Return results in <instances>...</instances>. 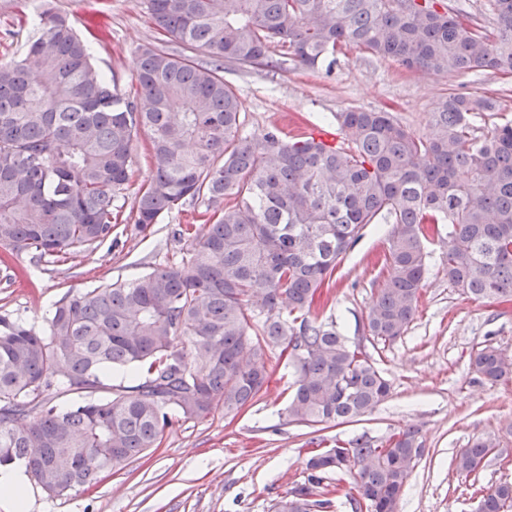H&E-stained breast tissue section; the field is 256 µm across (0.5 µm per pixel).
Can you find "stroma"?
<instances>
[{"label": "stroma", "instance_id": "stroma-1", "mask_svg": "<svg viewBox=\"0 0 512 512\" xmlns=\"http://www.w3.org/2000/svg\"><path fill=\"white\" fill-rule=\"evenodd\" d=\"M45 8L67 14L90 43L95 67L131 90L139 48L159 37L139 0H0V62L22 55L34 34L32 18ZM272 56L278 68L224 65L244 133H332L335 113L359 108L390 111L426 135L433 112L454 89L498 94L497 111L473 118L475 128L512 120V91H503L489 71L437 75L351 50L327 72L304 68L277 50ZM200 209L199 201L186 200L144 236L135 230L130 208H123L111 241L59 263L0 249V312L22 313L39 328L51 304L67 292L176 262L186 244L174 231ZM387 231L384 224L367 226L333 283L317 296L323 320L335 321L349 343L363 345L390 385L387 399L372 411L336 426L289 421L294 374L282 363L245 411L219 409L203 420L173 423L161 447L67 496L51 498L31 486L28 512H272L276 499L304 481L312 442L361 434L381 441L409 427L417 430L424 454L398 512H473L480 490L512 482V380L491 384L470 367L471 356L487 345L512 356V302L475 300L453 288L437 240L428 246L429 272L407 332L385 345L369 344L363 324L386 278L379 261L388 248ZM486 435L497 439L495 454L477 476L460 474L456 455Z\"/></svg>", "mask_w": 512, "mask_h": 512}]
</instances>
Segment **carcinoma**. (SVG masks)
I'll return each instance as SVG.
<instances>
[{
  "label": "carcinoma",
  "mask_w": 512,
  "mask_h": 512,
  "mask_svg": "<svg viewBox=\"0 0 512 512\" xmlns=\"http://www.w3.org/2000/svg\"><path fill=\"white\" fill-rule=\"evenodd\" d=\"M164 39L139 49L136 91L90 62L69 19L38 14L24 57L0 63V248L40 262L112 237L131 201L135 229L190 198L205 233L178 230L181 259L129 281L56 301L41 329L0 313V466L21 462L60 497L161 445L174 419L253 405L272 356L295 374L288 418L345 421L390 391L361 346L313 308L361 231L392 223L388 275L366 316L375 343L405 334L428 274L427 243L445 241L443 271L478 300L512 301V123L477 133L494 96L453 91L421 136L387 111L336 113L341 141L240 131L224 62L272 67L271 46L303 67L354 48L408 69L512 77V0H486L489 29L448 0H142ZM183 47L172 54L166 39ZM204 50L207 65L192 52ZM150 141L152 176L128 198L133 143ZM471 368L495 384L512 360L486 345ZM132 370L133 386L104 375ZM76 393L53 403L48 392ZM38 415L29 418L33 410ZM418 431L365 435L313 451L305 481L274 512H329L327 475L352 480V512H398L420 456ZM495 447L479 437L454 459L466 476ZM512 512V483L481 496Z\"/></svg>",
  "instance_id": "carcinoma-1"
}]
</instances>
